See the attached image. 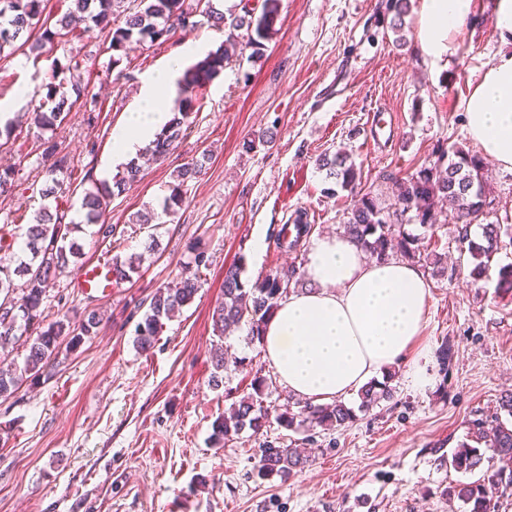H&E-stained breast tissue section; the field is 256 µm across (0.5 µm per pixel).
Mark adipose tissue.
<instances>
[{
	"instance_id": "1",
	"label": "adipose tissue",
	"mask_w": 512,
	"mask_h": 512,
	"mask_svg": "<svg viewBox=\"0 0 512 512\" xmlns=\"http://www.w3.org/2000/svg\"><path fill=\"white\" fill-rule=\"evenodd\" d=\"M474 7V0H418L417 40L431 64L454 53ZM209 50L208 41H188L144 80L136 110L112 133L113 161L135 160L168 124L183 65ZM465 111L468 134L482 153L512 169V51L485 71ZM306 274L311 289L283 298L263 327L262 353L292 394L315 404L345 400L418 341L430 284L412 264L366 261L360 248L338 235L312 238Z\"/></svg>"
}]
</instances>
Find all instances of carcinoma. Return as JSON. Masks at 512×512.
<instances>
[{"label":"carcinoma","instance_id":"carcinoma-1","mask_svg":"<svg viewBox=\"0 0 512 512\" xmlns=\"http://www.w3.org/2000/svg\"><path fill=\"white\" fill-rule=\"evenodd\" d=\"M45 0H0V59L19 50L17 41L38 30L30 45L32 52L41 55L64 48L81 39L82 34L95 26L111 34L110 49L120 53L112 57L116 67L134 44L167 41L176 33L188 34L200 25L186 26L185 17L196 13L218 26L229 29V39L224 50L217 51L187 71L180 85L182 111L174 114L170 123L156 134L152 141V159L166 156L169 147L184 136L183 126L187 112L204 99L206 84L224 69V60L235 51L240 42L235 33H241L245 45L259 52L262 40L278 16L279 0H263L261 13L245 3L241 10L227 13L214 10L211 0H140V8L121 15L123 0H72L74 6L55 18L42 17ZM409 0H386V12L393 14L391 28L400 32L408 13ZM70 96L57 97L55 85L47 84L46 101L51 107L42 106L31 113L32 124L41 131L59 127L77 104L88 96L87 86L77 79L71 83ZM46 163V174L51 185L41 190L46 203L35 212L32 222L18 225L21 234L0 227V342L7 337L31 334L28 354L19 364L0 356V398L11 397L25 382L37 383L44 370L59 353L61 346L70 350L79 347L84 339L97 333L102 317L92 311L79 321L67 317L44 323L42 304L49 289L56 286L59 276L82 256V244L76 234L97 225L98 232L108 238L113 235L112 225L105 223L107 208L114 193H122L138 183L142 168L135 162L124 168L113 185H95L84 190L81 210L84 220L65 221V212L51 209L47 200L58 201L71 192L68 166L56 157L55 144L47 139L40 143ZM440 159L447 166L423 167L415 175L398 184L397 202L402 211H415L419 223L432 226V211L439 207L450 209L456 223L460 224L458 237L467 245L474 260L472 274L481 278L489 270L490 262L498 249L501 226L483 225L482 241L471 238V225L489 201V184L482 158L462 148L444 152ZM210 160L207 153L191 160L177 170L170 194L165 198V214H173L185 202L186 183L198 178ZM317 165L326 176L337 181L348 191L353 200L351 216L345 224L347 237L361 250L380 261L389 254L398 253L413 258L419 251V238L411 235L402 225L392 221L388 208L378 198L359 191L360 172L355 164L340 152L325 153L317 158ZM142 256L129 258L113 266L116 277L127 280L139 273ZM205 264L203 253L195 257V269L182 271L172 286L155 291L142 320L137 323L136 344L142 351L152 347L164 321L190 302L198 292L199 267ZM24 280L23 295L15 297V278ZM293 276L281 278L267 276L246 287L241 279V269L230 265L224 272V297L213 312V330L222 336L242 323L250 326V342L261 339V329L272 317L278 301L288 294ZM252 393L233 403L224 415L213 423V441L219 445L224 440L250 430L258 434L270 426L268 414L262 405L268 387L265 379L254 377L250 383ZM361 408L369 409L380 400L391 397L387 386L375 381L360 391ZM350 408L342 402L330 405L305 403L298 410L285 405L277 415L276 423L286 430L303 425L333 430L353 421ZM311 462L303 448L291 446L264 448L255 470L260 478L278 477L287 481L302 472ZM448 464L463 473H479L472 482H459L448 486L442 495L462 504L463 512H499L500 499L512 496V392L498 400L494 419H474L467 427L465 437L451 453Z\"/></svg>","mask_w":512,"mask_h":512}]
</instances>
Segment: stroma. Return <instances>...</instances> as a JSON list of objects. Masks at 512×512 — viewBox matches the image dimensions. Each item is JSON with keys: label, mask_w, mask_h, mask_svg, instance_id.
<instances>
[{"label": "stroma", "mask_w": 512, "mask_h": 512, "mask_svg": "<svg viewBox=\"0 0 512 512\" xmlns=\"http://www.w3.org/2000/svg\"><path fill=\"white\" fill-rule=\"evenodd\" d=\"M386 0H280L278 17L260 54L236 51L207 86L200 111L189 112L185 136L164 160L138 155L142 180L113 195L112 237L83 234L85 262L126 261L144 255L132 279L106 297H88L69 267L44 301L55 320L89 312L103 321L97 336L76 350H60L47 381L23 384L0 399V512H461L441 495L467 481L448 459L469 420L494 412L512 392V295L497 288L498 270L512 265V170L490 165L492 204L487 221L501 225L487 274L473 278V259L458 242L450 211L432 228L413 212L398 218L422 237L440 263L417 259L431 299L418 342L380 379L390 398L360 410L353 423L330 431L271 426L244 431L214 447L212 423L250 391L252 377L266 379L270 414L282 411L289 391L278 381L248 326L226 338L213 331L212 312L223 298L224 270L242 266V280L304 272L307 243L282 246V225L302 217L316 235L343 234L352 208L347 191L318 168L320 154L343 152L361 171V189L394 208L397 182L432 166L443 150L478 152L465 125V100L485 70L505 52L493 27L494 0H476L448 61L431 65L416 41V16L405 19V45H397L384 15ZM227 29L203 24L191 36L130 49L113 65L110 38L93 28L73 52L90 99L74 108L53 133L58 157L71 170L77 192L59 199L75 215L82 190L100 183L111 164L112 131L139 97L142 79L160 69L186 39H208L223 49ZM62 53L33 56L21 50L0 60V101H13L16 126L0 146V165L18 172L20 184L0 196V225L31 222L45 181L38 131L29 114L44 100L48 77ZM29 95L15 100L17 88ZM394 115L396 134L374 144L368 113ZM274 139L259 142L265 131ZM255 140L251 151L242 144ZM210 150L200 179L187 184L186 201L155 233L159 250L147 254V230L130 217L160 208L172 174ZM199 268L194 299L166 321L149 351L135 344V328L158 287L182 269ZM224 344L244 368L216 370L212 353ZM447 361H440V349ZM421 371L425 385L412 384ZM311 448L302 473L283 482L255 475L266 444Z\"/></svg>", "instance_id": "stroma-1"}]
</instances>
